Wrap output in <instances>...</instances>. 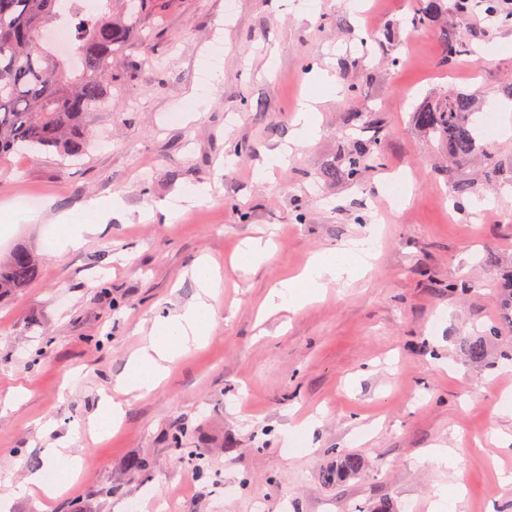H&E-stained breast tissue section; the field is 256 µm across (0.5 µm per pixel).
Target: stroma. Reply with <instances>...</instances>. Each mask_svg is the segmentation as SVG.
Instances as JSON below:
<instances>
[{
    "label": "stroma",
    "mask_w": 512,
    "mask_h": 512,
    "mask_svg": "<svg viewBox=\"0 0 512 512\" xmlns=\"http://www.w3.org/2000/svg\"><path fill=\"white\" fill-rule=\"evenodd\" d=\"M237 2L228 16L224 0H159L147 48L117 60L133 77L92 117L82 159L0 158V216L35 214L0 227V254L23 245L40 266L0 300V482L26 488L0 512H126L172 492L180 512H252L258 501L265 512H433L441 486L461 488L455 512H512V444L494 442L512 437V324L498 301L512 278V24L474 12L478 53L447 66L444 36L460 28L450 9L416 29L414 0ZM313 69L336 74L338 95H324ZM352 85L362 97L347 95ZM444 89L473 94L505 128L500 176L464 166L459 203L439 172L446 146L412 121L414 105ZM307 97L321 100L315 142L267 173V151L293 139ZM370 108L383 167L359 186L322 179L349 142L348 114ZM394 178L408 181L401 211L388 204ZM202 184L208 196L181 216L158 210ZM116 196L123 215L54 251L62 216ZM370 231L368 271L296 312L262 315L282 277ZM267 237L268 262L233 266ZM204 258L223 279L211 340L153 393H121L116 379L154 319L195 299ZM467 339L483 341L482 361L465 355ZM105 398L124 416L96 442L90 422ZM175 428L186 451L168 443ZM62 442L80 467L49 497L26 478L50 470L42 451ZM432 446L455 449L457 468L425 462ZM345 454L363 470L325 483ZM142 457L150 469L131 470Z\"/></svg>",
    "instance_id": "1"
}]
</instances>
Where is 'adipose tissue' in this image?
I'll list each match as a JSON object with an SVG mask.
<instances>
[{
	"label": "adipose tissue",
	"mask_w": 512,
	"mask_h": 512,
	"mask_svg": "<svg viewBox=\"0 0 512 512\" xmlns=\"http://www.w3.org/2000/svg\"><path fill=\"white\" fill-rule=\"evenodd\" d=\"M121 199L105 203L97 199L85 203L80 213L68 216L56 227L59 247L77 249L100 230L99 219L108 210H120ZM377 250L374 238L366 236L350 241L343 249L316 254L298 275L283 279L267 296V314L294 311L319 298L328 284L353 277L366 269ZM193 276L200 296L180 311L155 321L147 346L133 353L117 386L125 392L146 395L154 392L166 377L170 363L186 355L191 347L207 343L216 325L213 300L220 278L206 261H198Z\"/></svg>",
	"instance_id": "obj_1"
}]
</instances>
